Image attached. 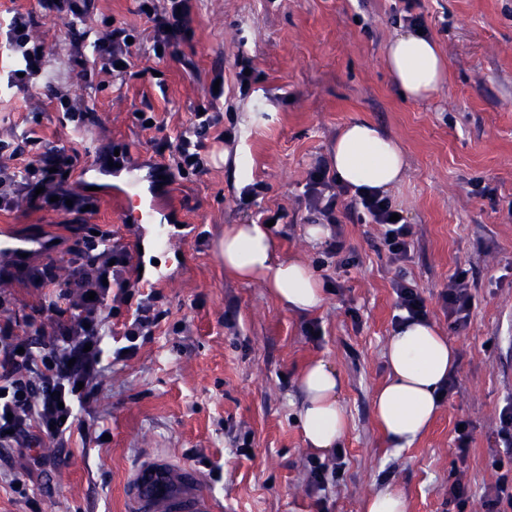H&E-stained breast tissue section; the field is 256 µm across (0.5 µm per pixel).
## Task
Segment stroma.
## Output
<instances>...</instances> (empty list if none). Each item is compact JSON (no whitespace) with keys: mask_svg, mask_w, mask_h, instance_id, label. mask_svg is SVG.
Returning <instances> with one entry per match:
<instances>
[{"mask_svg":"<svg viewBox=\"0 0 512 512\" xmlns=\"http://www.w3.org/2000/svg\"><path fill=\"white\" fill-rule=\"evenodd\" d=\"M135 0H94V25L106 20L136 28L151 43V22ZM31 15L58 50L36 86L22 93L0 80V137L35 132L58 148L79 144L77 169L90 150L128 147L134 160L172 165L153 141L177 138L206 103L216 72L224 74L217 106L233 142L208 139V169L175 178L170 201L182 226L158 268L151 335L130 357H116L142 291L113 298L106 340L108 369L99 396L82 410L111 439L97 443L73 432L66 447L44 441L36 463L24 448L0 447V512H125V485L139 461L161 454L196 469L217 512H365L380 490L400 492L408 512H454L448 486L469 488L467 512H487L496 472L499 414L512 400V0H197L194 34L153 70L143 62L122 74L86 82L71 56V34L44 16L41 0H0V25L14 12ZM448 62L445 86L433 97L402 99L385 67L391 38L406 15ZM251 67L240 90L236 75ZM76 89L91 108L74 126L52 95ZM152 112L164 131L140 127ZM354 120L381 126L407 157L403 180L388 196L413 236L406 260L393 261L379 225L347 219L354 193L342 195L340 226L350 247L329 256L306 229L322 223L305 193L316 158L330 159L339 130ZM245 157L250 182L262 189L239 201L244 182L235 161ZM96 212L78 221L21 204L0 211V231L56 236L62 247L34 253L28 264L66 266V246L83 224L111 230L132 248L141 227L120 223L108 180H96ZM280 214L274 225L282 251L308 262L321 277L326 301L316 312L285 309L261 283L226 273L216 253L225 225ZM468 274L474 306L462 327L441 297L457 271ZM420 289L431 324L455 347L457 392L443 398L430 430L403 449L390 445L373 414L376 391L388 378L385 353L398 313L393 283ZM319 323L320 340L305 334ZM323 359L342 381L347 428L339 442L344 473L328 488V506L307 483L312 451L302 439L296 408L299 376ZM471 423L466 457L455 448L456 424Z\"/></svg>","mask_w":512,"mask_h":512,"instance_id":"35a3bbf8","label":"stroma"}]
</instances>
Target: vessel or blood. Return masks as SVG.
<instances>
[{"instance_id":"vessel-or-blood-1","label":"vessel or blood","mask_w":512,"mask_h":512,"mask_svg":"<svg viewBox=\"0 0 512 512\" xmlns=\"http://www.w3.org/2000/svg\"><path fill=\"white\" fill-rule=\"evenodd\" d=\"M161 168L145 170L138 163H120L112 170L111 195L121 222L143 225L142 239L151 247L169 246V229L175 216L163 200L169 181L161 177ZM38 246L33 238L0 239V253L14 262ZM144 255L133 251L132 276L142 286H156L163 277L144 269ZM128 512H213V501L202 488L199 473L164 456L144 459L130 476L126 486Z\"/></svg>"}]
</instances>
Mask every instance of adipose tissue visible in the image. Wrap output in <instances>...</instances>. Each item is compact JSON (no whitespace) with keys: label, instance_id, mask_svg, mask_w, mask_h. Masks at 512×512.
<instances>
[{"label":"adipose tissue","instance_id":"1","mask_svg":"<svg viewBox=\"0 0 512 512\" xmlns=\"http://www.w3.org/2000/svg\"><path fill=\"white\" fill-rule=\"evenodd\" d=\"M385 65L402 96L412 101L430 98L447 80L448 63L437 45L411 31L390 40ZM332 164L339 183L350 189L384 192L400 182L406 158L382 128L355 120L339 131ZM217 255L225 271L244 281L261 282L284 308L310 312L325 302L323 283L315 270L306 261L283 256L266 225H226ZM386 359L389 381L377 393L373 411L388 441L403 448L433 421L441 388L457 366V352L433 326L406 322L391 336ZM299 389V422L306 445L325 453L335 449L346 429L336 371L324 361L314 362L303 371Z\"/></svg>","mask_w":512,"mask_h":512}]
</instances>
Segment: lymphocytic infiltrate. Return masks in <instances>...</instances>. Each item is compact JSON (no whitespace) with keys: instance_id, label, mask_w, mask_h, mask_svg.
I'll return each mask as SVG.
<instances>
[{"instance_id":"f902f5d3","label":"lymphocytic infiltrate","mask_w":512,"mask_h":512,"mask_svg":"<svg viewBox=\"0 0 512 512\" xmlns=\"http://www.w3.org/2000/svg\"><path fill=\"white\" fill-rule=\"evenodd\" d=\"M155 30L154 48L170 54L193 34L189 0H169L158 9L156 0H138ZM130 27L103 25L89 44L78 52L77 65L84 77L111 74L117 64L129 63L133 50ZM13 64L7 83L29 91L39 77L55 45L46 43L35 31L31 16L14 13L0 32ZM221 122L217 112L195 115L189 128L177 140L155 139L157 154L174 156L178 171L204 173L202 152L211 129ZM78 155L42 146L39 138L26 134L0 139V210H11L25 201L42 209L75 216L94 205L92 196L77 191L67 175ZM306 195L312 208L327 223H337V200L346 188L330 177L324 160H317L307 176ZM392 206L377 192L358 193L351 217L384 229V241L395 259L408 255L412 227L405 220H393ZM68 270L52 265L34 274L38 287L51 289L54 298L42 309L52 329L35 328L33 334L18 335L19 316L0 321V447L29 448L42 439L63 441L80 426L79 412L102 386L106 336L111 329L103 310L112 283L121 281L129 264L127 251L112 242L108 230L85 234L70 250ZM73 311L69 321L56 319L59 303Z\"/></svg>"}]
</instances>
